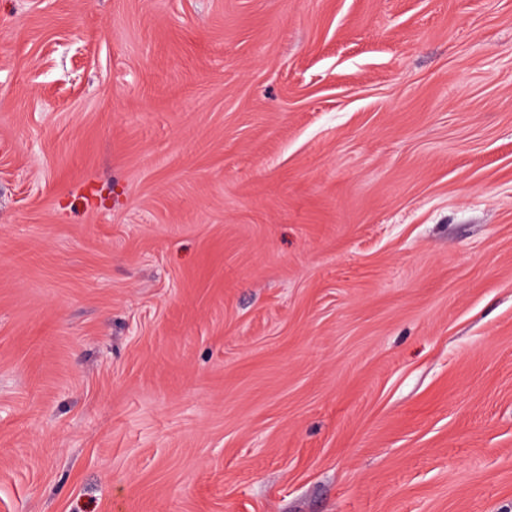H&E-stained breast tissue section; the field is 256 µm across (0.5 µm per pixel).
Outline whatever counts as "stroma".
Segmentation results:
<instances>
[{"instance_id":"obj_1","label":"stroma","mask_w":512,"mask_h":512,"mask_svg":"<svg viewBox=\"0 0 512 512\" xmlns=\"http://www.w3.org/2000/svg\"><path fill=\"white\" fill-rule=\"evenodd\" d=\"M0 512H512V0H0Z\"/></svg>"}]
</instances>
